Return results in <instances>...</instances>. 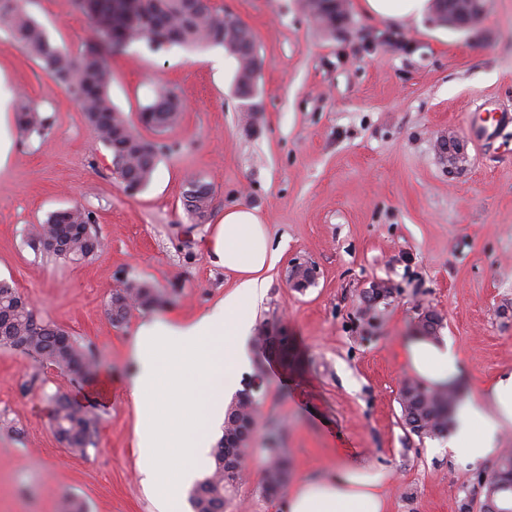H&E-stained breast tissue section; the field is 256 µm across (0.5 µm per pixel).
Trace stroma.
<instances>
[{"label": "stroma", "mask_w": 512, "mask_h": 512, "mask_svg": "<svg viewBox=\"0 0 512 512\" xmlns=\"http://www.w3.org/2000/svg\"><path fill=\"white\" fill-rule=\"evenodd\" d=\"M488 2L471 32L429 14L378 19L347 0L346 20L330 33L301 0H213L254 35L259 109L244 111L237 62L223 48L154 52L136 43L112 56L110 94L130 121L162 87L182 104L162 135L170 152L133 195L78 104L0 43L11 138L0 169V280L100 362L84 379L0 349V512H58L66 494L88 512H160L139 472L137 415L125 394L135 369L129 345L148 313L132 310L116 325L107 301L137 280L161 294L158 313L214 306L236 278L207 242L237 205L255 210L280 253L254 325L283 329L294 357L250 346L237 386L253 390L258 436L227 512H287L285 497L268 498L261 485L273 429L292 481L355 460L392 473L389 512H481L479 478L490 463H461L446 439L407 433L398 394L410 377L400 345L428 310L463 356V390L512 373V126L484 145L469 130L476 108L512 114V0ZM29 9L72 51L91 36L73 0H31ZM22 96L48 117L44 135L20 132ZM448 136L462 166L437 150ZM196 178L214 190L203 218L184 206ZM75 205L91 213L103 242L92 259L69 263L27 245L30 225ZM376 282L389 293L370 307ZM57 393L99 416L86 455L70 453L50 428Z\"/></svg>", "instance_id": "obj_1"}]
</instances>
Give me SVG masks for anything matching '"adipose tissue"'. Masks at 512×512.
I'll list each match as a JSON object with an SVG mask.
<instances>
[{"label": "adipose tissue", "instance_id": "1", "mask_svg": "<svg viewBox=\"0 0 512 512\" xmlns=\"http://www.w3.org/2000/svg\"><path fill=\"white\" fill-rule=\"evenodd\" d=\"M208 249L237 277L232 292L190 317L154 315L137 326L129 354L135 371L126 394L137 412L134 443L139 465L160 505L181 494L209 464L215 428L224 420L235 374L248 362L249 310L266 286V271L279 256L265 224L251 210L225 209ZM411 374L437 388L453 382L461 355L450 341L420 336L403 346ZM512 425V373L466 399L457 414L451 446L466 462L498 452L500 430ZM390 475L340 461L333 475L303 480L287 492L288 512H387Z\"/></svg>", "mask_w": 512, "mask_h": 512}]
</instances>
